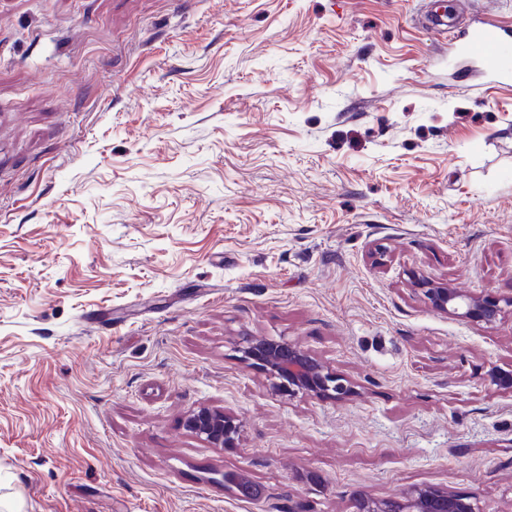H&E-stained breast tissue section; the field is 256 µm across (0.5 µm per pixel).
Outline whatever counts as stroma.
Here are the masks:
<instances>
[{
    "mask_svg": "<svg viewBox=\"0 0 512 512\" xmlns=\"http://www.w3.org/2000/svg\"><path fill=\"white\" fill-rule=\"evenodd\" d=\"M437 0H0V512H512V86ZM454 29L512 0H449ZM351 387L277 392L242 338ZM230 447L183 426L201 407ZM242 472L262 495L224 483ZM412 286L424 292L433 309L441 313L456 314L475 324L491 326L504 311V305L512 307V295L507 298L492 295L469 296L452 288L435 285L432 281L413 277ZM185 428L216 447L229 445L237 433V424L223 412L202 408L184 420ZM467 498L448 495L435 489L422 488L399 497L381 501L361 497L357 512H473Z\"/></svg>",
    "mask_w": 512,
    "mask_h": 512,
    "instance_id": "35a3bbf8",
    "label": "stroma"
}]
</instances>
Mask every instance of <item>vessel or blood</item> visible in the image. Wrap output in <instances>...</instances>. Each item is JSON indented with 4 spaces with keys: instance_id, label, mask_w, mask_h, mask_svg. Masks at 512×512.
<instances>
[{
    "instance_id": "b4317fda",
    "label": "vessel or blood",
    "mask_w": 512,
    "mask_h": 512,
    "mask_svg": "<svg viewBox=\"0 0 512 512\" xmlns=\"http://www.w3.org/2000/svg\"><path fill=\"white\" fill-rule=\"evenodd\" d=\"M466 55L473 59L489 84L512 83V55L506 51L512 30L501 25L493 13H486L475 26L459 35Z\"/></svg>"
}]
</instances>
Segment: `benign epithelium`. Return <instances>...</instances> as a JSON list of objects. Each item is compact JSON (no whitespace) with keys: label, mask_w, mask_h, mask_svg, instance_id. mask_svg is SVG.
<instances>
[{"label":"benign epithelium","mask_w":512,"mask_h":512,"mask_svg":"<svg viewBox=\"0 0 512 512\" xmlns=\"http://www.w3.org/2000/svg\"><path fill=\"white\" fill-rule=\"evenodd\" d=\"M412 286L424 292L431 307L441 313L456 314L475 324L491 326L504 311L512 307V296H469L432 281L413 277ZM243 358L260 368L274 380L278 389L290 394L305 392L317 397L341 399L349 394L316 358L286 341L268 339L249 341L242 347ZM185 428L216 447L229 445L237 433V424L224 413L202 408L184 420ZM224 482L242 496L257 499L261 490L241 474H227ZM356 512H473L471 503L435 489L422 488L399 497L381 501L361 497Z\"/></svg>","instance_id":"7a95c632"}]
</instances>
